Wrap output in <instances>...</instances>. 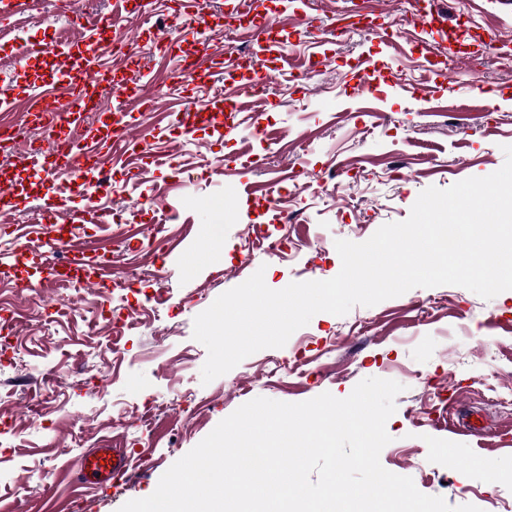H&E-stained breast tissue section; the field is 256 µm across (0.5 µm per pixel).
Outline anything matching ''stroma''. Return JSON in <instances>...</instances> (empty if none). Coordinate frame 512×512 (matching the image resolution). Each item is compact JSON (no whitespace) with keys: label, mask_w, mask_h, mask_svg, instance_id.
<instances>
[{"label":"stroma","mask_w":512,"mask_h":512,"mask_svg":"<svg viewBox=\"0 0 512 512\" xmlns=\"http://www.w3.org/2000/svg\"><path fill=\"white\" fill-rule=\"evenodd\" d=\"M42 0L34 17L0 12V100L20 124L28 89L51 84L66 55L16 62L17 43L66 36L108 43L127 32L146 68L128 83L161 88L144 146L118 157L109 193L74 195L58 174L50 194L0 204V252L29 248L21 274L0 270V309L19 310L0 349V512H118L151 495L163 473L224 418L257 398L298 403L328 392L348 397L363 379L404 387L380 462L423 494L481 512H512V290L486 300L455 285L417 287L346 315L316 314L284 347L258 351L203 383L207 350L193 320L225 291L263 271L266 285L335 277V242L361 243L408 218L419 194L502 167L512 145V0H443L417 43L413 0H369L375 30L336 37L337 6L310 0L299 16L273 11L285 50L323 57L308 80L281 75L264 95L238 97L235 119L219 108L234 89L226 70L181 91L166 89L174 62L150 33L164 31L165 0L130 7L115 27L83 29L112 16L113 0ZM206 21L174 30L181 53L227 44L224 0ZM194 110L191 131L176 116ZM260 114L259 126L248 120ZM175 154L173 167L157 160ZM70 224L71 251L111 237L114 278L134 291L73 288L42 278L39 233L45 201ZM221 233H214V225ZM110 446L134 474L111 492H74L83 452Z\"/></svg>","instance_id":"obj_1"}]
</instances>
